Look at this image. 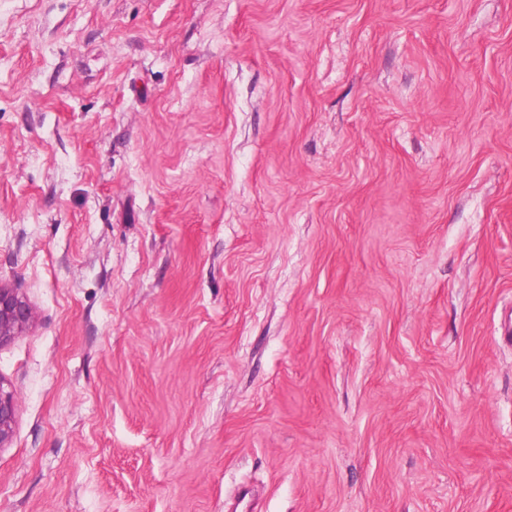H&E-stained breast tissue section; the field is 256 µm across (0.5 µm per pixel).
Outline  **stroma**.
I'll return each mask as SVG.
<instances>
[{"label":"stroma","instance_id":"stroma-1","mask_svg":"<svg viewBox=\"0 0 512 512\" xmlns=\"http://www.w3.org/2000/svg\"><path fill=\"white\" fill-rule=\"evenodd\" d=\"M0 512H512V0H0ZM33 319L32 306L18 290L5 288L0 284V346L19 335ZM17 403L16 390L0 378V447L12 438Z\"/></svg>","mask_w":512,"mask_h":512}]
</instances>
